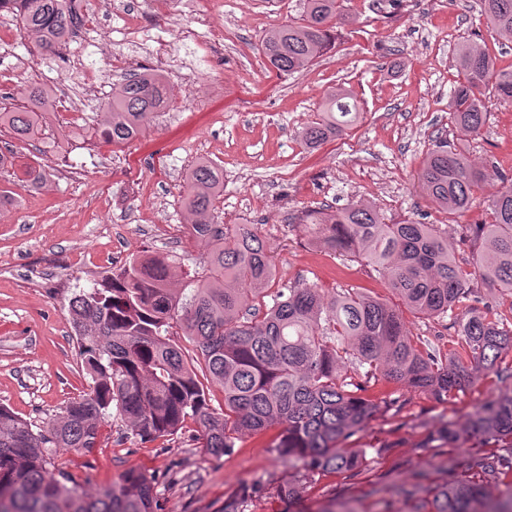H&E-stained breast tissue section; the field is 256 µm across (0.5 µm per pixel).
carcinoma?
I'll return each instance as SVG.
<instances>
[{
	"label": "carcinoma",
	"instance_id": "1",
	"mask_svg": "<svg viewBox=\"0 0 512 512\" xmlns=\"http://www.w3.org/2000/svg\"><path fill=\"white\" fill-rule=\"evenodd\" d=\"M70 0H0L10 5L32 46L50 53L76 22ZM345 0H305L299 21L269 30L260 52L277 71L293 74L334 49L349 23ZM488 29L512 38V0H482ZM463 81L453 90L455 125L478 135L489 121L482 96L488 87L512 103V70H499L488 51L466 43L458 49ZM170 88L147 69L112 89V102L99 112L90 137L120 146L137 137L147 119L166 109ZM53 89L40 84L23 92V103L0 101V129L23 142H42L46 114L55 107ZM359 118L353 94L339 86L326 96L316 121L301 139L315 148L344 133ZM485 176L466 154L437 139L418 173L426 195L450 216L480 204L490 222L477 225L484 249L458 257L448 227L403 220L385 222L380 208L351 202L325 204L295 217L315 246L372 268L405 305L423 319L449 318L458 349L443 355L425 339L413 340L399 311L356 288L327 297L316 285L283 284L272 303L250 301L268 289L275 265L262 236L246 224L224 229L211 223L220 180L214 165L198 160L190 169L184 209L196 235L212 243L203 274L188 290L171 287V264L161 254L136 256L88 290L74 293L69 314L89 389L61 414L38 427L0 405V512H158L155 480L142 471L123 472L95 493L53 465L54 454L81 452L100 443L102 427L119 420L143 441L176 434L188 420L202 447L216 457L247 434L281 427L275 452L308 474L358 475L361 448H343L380 410L365 395L382 376L441 401L472 384L479 370L512 379L503 356L512 351V325L482 311L476 281L512 295V178L479 198ZM470 270H465L464 266ZM192 343L187 360L172 339L173 329ZM220 387L224 408L211 405V386ZM492 439L506 449L468 461L465 474L421 501L416 512H512V486L493 498L486 483L512 472V391L476 407L465 430L441 426L436 439L457 444ZM255 491L224 501L220 512H245ZM288 504L303 501L302 487H280Z\"/></svg>",
	"mask_w": 512,
	"mask_h": 512
}]
</instances>
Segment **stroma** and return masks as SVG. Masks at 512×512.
I'll use <instances>...</instances> for the list:
<instances>
[{
    "label": "stroma",
    "instance_id": "stroma-1",
    "mask_svg": "<svg viewBox=\"0 0 512 512\" xmlns=\"http://www.w3.org/2000/svg\"><path fill=\"white\" fill-rule=\"evenodd\" d=\"M481 0H401L374 6L347 0L355 17L333 52L293 75H277L259 51L273 27L298 20L303 0H213L211 23L222 41L201 37L182 44L177 24H192L186 0H171L167 22L155 0H114L90 21L74 49L103 83L96 112L112 99L120 74L110 73L96 47L125 48L129 16L143 26V44L128 65L161 72L172 96L134 140L120 147L69 141L39 153L18 146L22 161L40 159L49 180L28 187L0 176V189L15 194L0 209V404L33 424L62 411L86 392L68 304L75 289L88 288L126 259L162 253L174 259V287L201 271L211 246L193 235L182 198L191 165L210 159L224 181L214 202V223L257 228L275 262V285L317 284L325 294L362 291L398 304L369 266L315 248L293 223L307 207L376 204L387 223L416 219L444 224L448 215L421 192L417 172L435 138L463 150L489 187L512 174V106L494 89L483 95L490 119L480 135L454 124L449 96L460 82L459 45L479 41L497 68L512 69V42L480 25ZM168 12V13H169ZM11 56L0 54V95H18L27 82L78 88L64 55L34 52L16 19L8 21ZM349 88L363 110L342 137L306 148L302 128L315 121L326 94ZM505 387L495 372H480L465 390L438 401L404 384L379 381L370 395L391 398L346 445L366 451L362 472L352 478L316 474L307 482V512H330L349 503L354 512H415L416 500L392 494L391 485L447 478V464L496 450L472 438L440 445L433 435L443 423L464 428L472 410ZM102 447L87 454L59 452L56 465L94 492L119 474L137 469L156 482L160 512H218L242 486H256L249 512H288L279 495L296 469L273 446L278 427L247 436L222 458L203 448L193 423L177 435L143 442L121 423L103 430Z\"/></svg>",
    "mask_w": 512,
    "mask_h": 512
}]
</instances>
